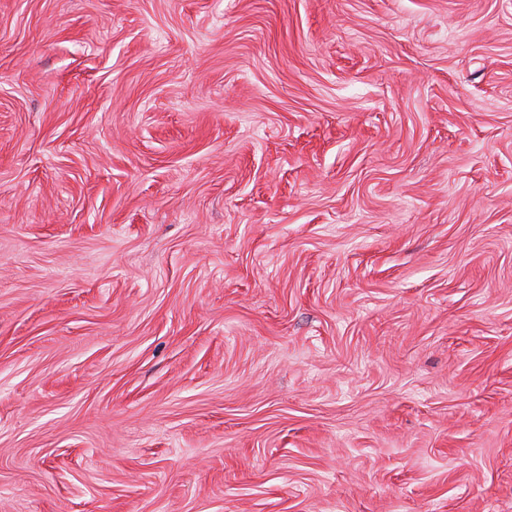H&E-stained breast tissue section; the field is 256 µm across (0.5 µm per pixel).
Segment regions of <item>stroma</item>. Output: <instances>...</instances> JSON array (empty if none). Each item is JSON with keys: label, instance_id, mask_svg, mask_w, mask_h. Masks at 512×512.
I'll return each instance as SVG.
<instances>
[{"label": "stroma", "instance_id": "stroma-1", "mask_svg": "<svg viewBox=\"0 0 512 512\" xmlns=\"http://www.w3.org/2000/svg\"><path fill=\"white\" fill-rule=\"evenodd\" d=\"M0 512H512V0H0Z\"/></svg>", "mask_w": 512, "mask_h": 512}]
</instances>
